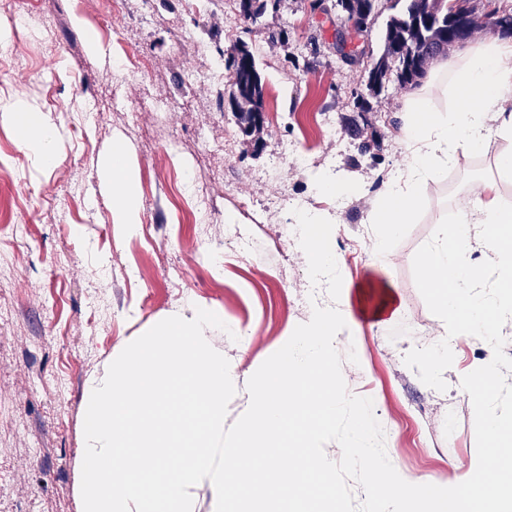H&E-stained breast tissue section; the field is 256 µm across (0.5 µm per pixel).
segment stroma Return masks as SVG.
<instances>
[{
	"label": "stroma",
	"mask_w": 512,
	"mask_h": 512,
	"mask_svg": "<svg viewBox=\"0 0 512 512\" xmlns=\"http://www.w3.org/2000/svg\"><path fill=\"white\" fill-rule=\"evenodd\" d=\"M0 31V101L22 102L55 127L57 162L0 121V164L19 194L16 222L0 228V512H79L76 459L86 381L109 356L159 321L201 307L226 330L206 329L209 344L235 373L228 405L234 423L250 401L246 384L282 347L313 305L331 306L325 285H312L285 205L331 220V248L352 287L385 285L399 294L394 319L356 313L352 346L341 349L351 394L371 398L390 460L414 479L447 484L453 466L476 452L474 413L461 378L489 361L482 345L460 344L440 385L417 357L444 337L443 311L417 273L424 253L466 187L496 176L495 150L461 156L424 183L412 223L389 238L376 224L384 189L404 166L407 146L392 122L424 93L436 111L448 106V72L461 46L425 64L429 88L388 75L367 92L380 54V32L398 0H376L360 62L336 52L335 0H270L244 20L239 0H120L107 28L87 36L88 19L71 0H37ZM254 52L262 84L263 122L244 134L233 109L232 63L208 81L212 52ZM133 47L150 63L144 74L112 81L116 57ZM332 130L319 134L314 115ZM359 122L360 139L349 132ZM372 142L359 155V141ZM122 142L135 164L142 223L152 239L118 224L117 193L105 186V157ZM305 165L278 166L285 144ZM358 187L345 198L319 196L323 176ZM386 240L388 263L371 260ZM221 243L222 253L210 252Z\"/></svg>",
	"instance_id": "1"
}]
</instances>
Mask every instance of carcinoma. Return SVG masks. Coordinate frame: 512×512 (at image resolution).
Listing matches in <instances>:
<instances>
[{
  "mask_svg": "<svg viewBox=\"0 0 512 512\" xmlns=\"http://www.w3.org/2000/svg\"><path fill=\"white\" fill-rule=\"evenodd\" d=\"M347 20L358 21L347 32L354 41L364 32V23L374 10L375 0H338ZM404 9L391 16L385 25L382 51L369 71L366 89L378 91L386 76L395 72L399 81L412 83L423 73L430 59L471 35L473 9L469 0H405ZM236 68V112L243 131L259 125L262 119V88L254 53L241 45L232 57Z\"/></svg>",
  "mask_w": 512,
  "mask_h": 512,
  "instance_id": "cac0c4a2",
  "label": "carcinoma"
}]
</instances>
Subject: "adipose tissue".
Segmentation results:
<instances>
[{
	"label": "adipose tissue",
	"instance_id": "ef3b65f1",
	"mask_svg": "<svg viewBox=\"0 0 512 512\" xmlns=\"http://www.w3.org/2000/svg\"><path fill=\"white\" fill-rule=\"evenodd\" d=\"M448 84L456 94L448 111H429L419 96L402 113L400 132L412 151L398 182L385 191L378 216L387 233H397L415 216L416 190L421 184L452 165L458 154L483 151L492 142H501L496 157L498 181L478 180L469 186L449 219L442 244L424 257L422 283L441 300L448 320V342L420 353L434 378L451 363L459 342L478 336L493 345L498 324L512 322V202L498 190L499 180L512 179V110L506 105V96L512 92V42L489 34L478 50L460 55ZM0 119L19 126L22 139L40 149L45 165L56 163L50 127L31 119L17 103L0 107ZM110 172L124 186L117 221L136 228L140 217L135 175L121 146L112 148ZM477 249L500 271L503 294L491 305L479 293L485 270L472 259Z\"/></svg>",
	"mask_w": 512,
	"mask_h": 512
}]
</instances>
